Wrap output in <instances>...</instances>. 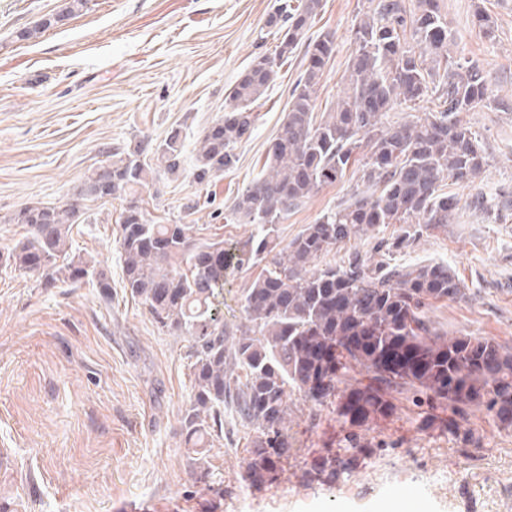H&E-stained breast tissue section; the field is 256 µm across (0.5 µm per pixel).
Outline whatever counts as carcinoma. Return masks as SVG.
I'll return each mask as SVG.
<instances>
[{
  "label": "carcinoma",
  "mask_w": 512,
  "mask_h": 512,
  "mask_svg": "<svg viewBox=\"0 0 512 512\" xmlns=\"http://www.w3.org/2000/svg\"><path fill=\"white\" fill-rule=\"evenodd\" d=\"M323 8V0H280L266 20L277 41L273 53L256 57L240 76L230 94L233 110L205 128L196 148L199 183L234 168L237 145L254 130V108L304 46L303 71L263 171L237 193L227 215L255 226L247 239L226 250L222 240L199 241L193 224H154L145 217L141 190L161 175L176 179L184 171L177 128L158 144L139 140L114 150V161L94 170L64 204L28 203L3 217L28 227L6 265L38 276L46 288L86 280L104 295L107 274L71 252V228L82 223L80 204L117 195L127 200L118 237L125 288L161 331L189 338L192 389L181 434L201 479L214 477L204 449L224 438L226 411L254 432L243 480L255 485L272 477L290 453L285 420L295 394L318 406L336 403V414L351 428L345 455L319 457L304 472L309 482L350 475L376 449L395 447L368 437L370 419L391 414L395 394L420 408L448 405V433L465 446L479 444L471 427L477 412L512 428V347L438 328L428 315L430 301L467 299L465 280L445 263L396 261L421 233L453 223L458 201L440 192V182L473 184L489 167L486 145L463 114L511 112L512 103L490 97L480 61L451 49L440 0H365L351 29L343 93L330 111L315 112L337 51L336 32L307 36ZM63 18L22 29L17 40L28 41ZM473 18L484 38H496V23L481 7ZM425 100L433 107L390 119L396 108ZM356 162L366 190L281 245L277 225ZM385 224L400 225V233L372 236L369 250H355L341 263L329 259ZM316 262L321 267L309 272ZM231 266L261 267L242 294L248 325L236 329L224 324L221 311ZM357 366L368 383L338 393Z\"/></svg>",
  "instance_id": "obj_1"
}]
</instances>
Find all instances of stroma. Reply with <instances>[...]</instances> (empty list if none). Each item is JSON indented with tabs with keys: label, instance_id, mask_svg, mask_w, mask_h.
<instances>
[{
	"label": "stroma",
	"instance_id": "1",
	"mask_svg": "<svg viewBox=\"0 0 512 512\" xmlns=\"http://www.w3.org/2000/svg\"><path fill=\"white\" fill-rule=\"evenodd\" d=\"M481 2L497 20L495 40L472 24ZM69 0H0V218L30 202L65 203L114 149L158 142L177 128L185 140L182 175L158 177L142 196L157 224H193L202 239L232 244L249 224L212 219L263 169L268 147L301 67L284 65L257 109L234 169L210 183L194 176L203 129L230 111V91L256 56L271 53L263 31L275 0H88L81 11L20 41L17 31L63 13ZM363 0H326L315 31L336 33L338 52L325 70L316 109L329 111L343 90L350 30ZM456 47L482 60L492 96L512 100V0H441ZM490 154L481 180H444L461 201L512 198V112L466 114ZM357 169L325 186L279 226L288 242L326 210L362 193ZM212 205L188 208L195 196ZM123 198L89 203L95 221L72 227L74 253L99 261L112 284L102 297L91 283L41 285L0 266V497L14 512H380L404 489L423 494L421 512H512V429L485 413L472 418L481 437L461 455L449 435L447 406L422 412L403 397L376 420L386 441L349 477L304 484L301 473L336 447L334 406L293 397L285 426L291 451L273 479L245 486L240 427L213 443L215 474H193L181 436L191 393L188 339L160 331L146 306L122 284L117 250ZM405 264L436 261L465 277L467 300L439 302L429 315L448 332L512 346V216L489 223L461 209L455 224L433 230L397 253ZM257 269L224 277V322L244 324L241 295ZM429 427H421V420Z\"/></svg>",
	"mask_w": 512,
	"mask_h": 512
}]
</instances>
